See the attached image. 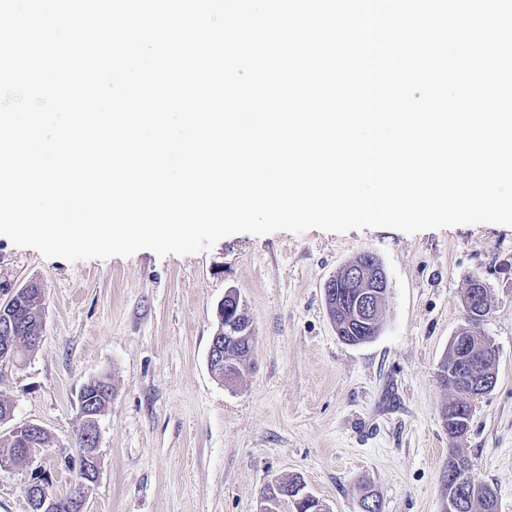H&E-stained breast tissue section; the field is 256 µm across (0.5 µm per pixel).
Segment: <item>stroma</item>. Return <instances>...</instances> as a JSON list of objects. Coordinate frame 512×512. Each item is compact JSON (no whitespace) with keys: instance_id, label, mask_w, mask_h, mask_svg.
Wrapping results in <instances>:
<instances>
[{"instance_id":"stroma-1","label":"stroma","mask_w":512,"mask_h":512,"mask_svg":"<svg viewBox=\"0 0 512 512\" xmlns=\"http://www.w3.org/2000/svg\"><path fill=\"white\" fill-rule=\"evenodd\" d=\"M389 278L383 329L351 345L336 334L327 280L361 255ZM480 278L490 310L479 329L496 348V383L451 440L456 396L441 365ZM38 281L40 344L0 366L12 406L0 436L37 424L52 445L0 466V512H29L35 472L65 496L78 476L79 392L105 375L112 400L97 422L99 471L84 512H259L263 490L299 476L329 512H443L449 455L512 512V227L458 225L416 234L371 227L332 233L229 235L207 251L46 259L0 236V284ZM236 289L253 328L252 366L234 386L210 372L216 309Z\"/></svg>"}]
</instances>
